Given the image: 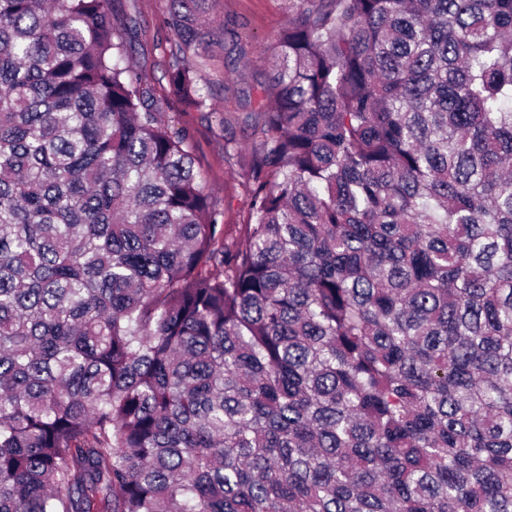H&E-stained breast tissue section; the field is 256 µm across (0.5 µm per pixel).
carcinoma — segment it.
Segmentation results:
<instances>
[{
  "label": "carcinoma",
  "mask_w": 512,
  "mask_h": 512,
  "mask_svg": "<svg viewBox=\"0 0 512 512\" xmlns=\"http://www.w3.org/2000/svg\"><path fill=\"white\" fill-rule=\"evenodd\" d=\"M109 4L0 0V512H512V0H288L230 244Z\"/></svg>",
  "instance_id": "cac0c4a2"
}]
</instances>
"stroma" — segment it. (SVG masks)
Here are the masks:
<instances>
[{
    "label": "stroma",
    "instance_id": "1",
    "mask_svg": "<svg viewBox=\"0 0 512 512\" xmlns=\"http://www.w3.org/2000/svg\"><path fill=\"white\" fill-rule=\"evenodd\" d=\"M166 0H110L114 23L137 22L133 62L143 66L154 87L162 117L187 137L213 206L226 232L245 223L251 203L252 153L248 113L258 111L273 40L291 16L285 0H207L204 16L224 29V57L199 73L210 89L213 109L187 107L171 91L165 76L173 36L163 25ZM241 144L240 155L225 153V141Z\"/></svg>",
    "mask_w": 512,
    "mask_h": 512
}]
</instances>
